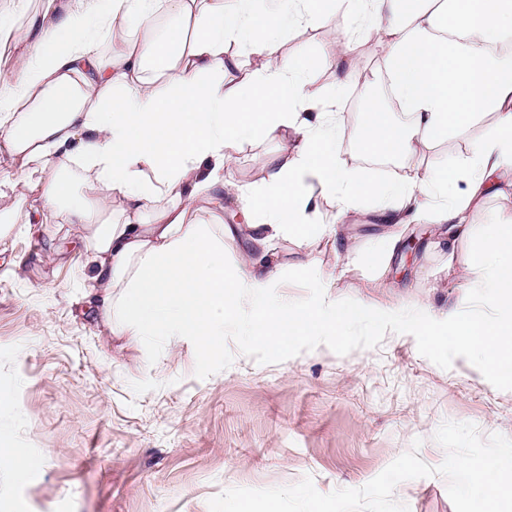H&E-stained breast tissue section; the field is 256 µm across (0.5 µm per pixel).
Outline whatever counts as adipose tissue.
I'll return each instance as SVG.
<instances>
[{"label": "adipose tissue", "mask_w": 512, "mask_h": 512, "mask_svg": "<svg viewBox=\"0 0 512 512\" xmlns=\"http://www.w3.org/2000/svg\"><path fill=\"white\" fill-rule=\"evenodd\" d=\"M41 22L28 46L0 71V153L17 165L0 176V238L36 218L78 227L94 263L97 305L118 336L192 337L202 353L224 344V324L249 310L247 336L271 355L325 333L343 336L360 312L334 315L259 297L275 278L265 250L272 239L310 240L323 233L306 187L322 185L339 214L364 197L377 199L381 223L427 220L442 225L441 242L456 250L475 240L477 283L494 318H435L420 335L442 334L476 351L485 367L512 377V215L477 238L468 217L495 174L512 171V57L491 52L512 0H100L75 10L41 0ZM339 14L367 21L382 43L395 94L411 120L393 122L383 100L365 97L359 147L408 163L397 182L370 184L332 148L343 121L309 78L310 63L281 58L243 79L229 40L262 58L279 56L278 33ZM460 31L462 40L438 38ZM490 112L491 130L472 149L463 184L410 165L417 146ZM266 136L282 146L267 161L247 199L246 227L257 254L224 264V220L233 162L230 143ZM217 209L210 223L201 205Z\"/></svg>", "instance_id": "1"}]
</instances>
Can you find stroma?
<instances>
[{"label":"stroma","instance_id":"obj_1","mask_svg":"<svg viewBox=\"0 0 512 512\" xmlns=\"http://www.w3.org/2000/svg\"><path fill=\"white\" fill-rule=\"evenodd\" d=\"M352 36L356 79L336 84L333 69L311 75L341 113L362 105L361 89L386 99L396 121L384 50L372 31L332 18L280 31L281 53L316 59L334 36ZM493 115L454 132L414 161L463 171ZM276 141L232 144L224 173L238 187L224 197V263L250 249L242 192L255 187ZM512 214V179L494 182L470 217L479 233ZM419 243L406 252L409 235ZM64 246L45 254L48 237ZM77 230L44 224L0 239V512H209L232 487L289 486L311 476L316 489L366 485L409 450L430 466L445 458L434 434L446 421L474 424L481 437L512 438V379L488 371L456 342L434 344L412 328L427 313L492 315L470 292L473 241L456 252L434 225L382 224L372 199L309 242L276 240L279 274L265 297L331 312L362 309L345 339L315 335L279 357L248 343L242 322L224 326V345L198 351L187 336L138 341L113 335L89 296L92 262ZM391 246L386 265L369 256ZM35 459L17 477L13 449ZM409 512H455L444 477L395 490Z\"/></svg>","mask_w":512,"mask_h":512}]
</instances>
